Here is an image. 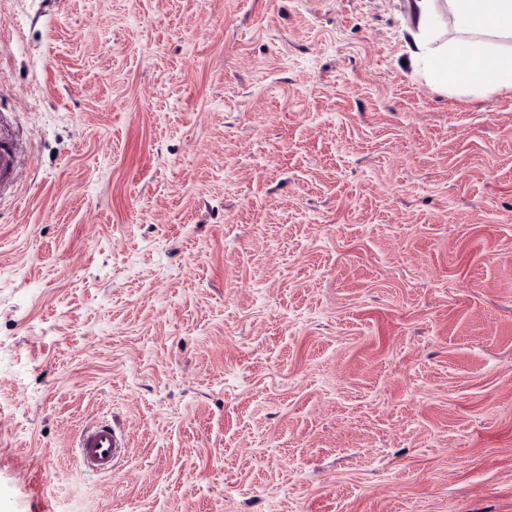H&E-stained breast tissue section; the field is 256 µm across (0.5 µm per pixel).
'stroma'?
Returning <instances> with one entry per match:
<instances>
[{"label":"stroma","instance_id":"obj_1","mask_svg":"<svg viewBox=\"0 0 512 512\" xmlns=\"http://www.w3.org/2000/svg\"><path fill=\"white\" fill-rule=\"evenodd\" d=\"M403 2L0 0V512H512V96ZM19 166L16 149L8 143H0V178L2 182H13L14 173ZM85 469L93 474L112 472V462L123 447L121 437L110 427L99 426L82 431L77 440Z\"/></svg>","mask_w":512,"mask_h":512}]
</instances>
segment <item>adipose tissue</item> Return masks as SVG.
<instances>
[{"label": "adipose tissue", "instance_id": "obj_1", "mask_svg": "<svg viewBox=\"0 0 512 512\" xmlns=\"http://www.w3.org/2000/svg\"><path fill=\"white\" fill-rule=\"evenodd\" d=\"M410 64L430 86L512 94V0H405Z\"/></svg>", "mask_w": 512, "mask_h": 512}]
</instances>
